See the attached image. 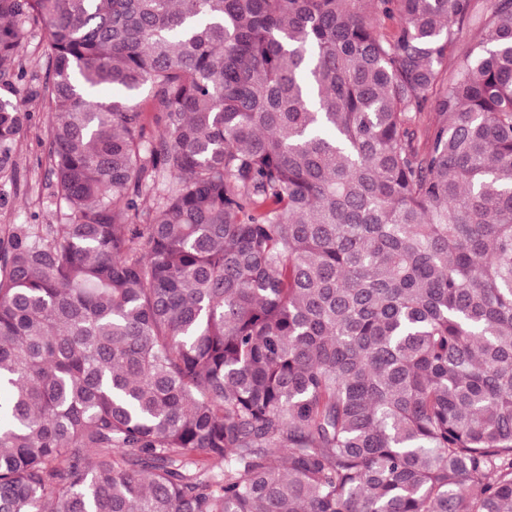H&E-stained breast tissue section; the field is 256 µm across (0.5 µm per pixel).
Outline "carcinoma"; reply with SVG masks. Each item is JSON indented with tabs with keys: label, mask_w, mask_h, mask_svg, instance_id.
<instances>
[{
	"label": "carcinoma",
	"mask_w": 512,
	"mask_h": 512,
	"mask_svg": "<svg viewBox=\"0 0 512 512\" xmlns=\"http://www.w3.org/2000/svg\"><path fill=\"white\" fill-rule=\"evenodd\" d=\"M34 97L0 512H512V0H0ZM45 42L46 38L42 32H28L22 42L20 61L28 72V78L32 79L33 89L38 87L45 77L43 65ZM32 108L36 119L16 145L13 155L19 182L16 184L10 174L0 178V227L33 224L31 215L34 214L39 215V224L57 222L59 200L54 195V179L49 173L45 114L39 100L32 103Z\"/></svg>",
	"instance_id": "cac0c4a2"
}]
</instances>
